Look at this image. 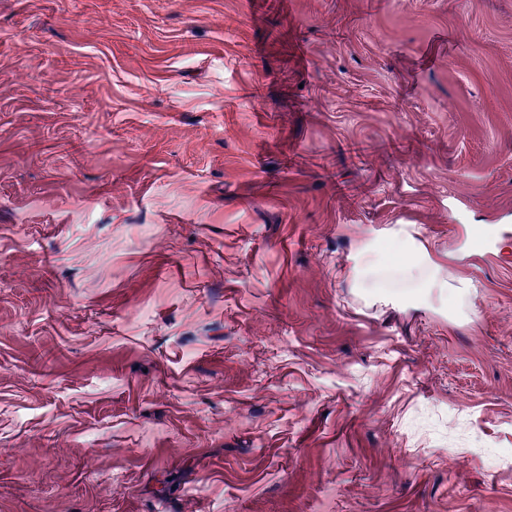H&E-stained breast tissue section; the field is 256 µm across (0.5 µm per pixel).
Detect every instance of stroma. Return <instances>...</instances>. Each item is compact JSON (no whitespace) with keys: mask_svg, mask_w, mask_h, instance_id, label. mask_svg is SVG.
<instances>
[{"mask_svg":"<svg viewBox=\"0 0 512 512\" xmlns=\"http://www.w3.org/2000/svg\"><path fill=\"white\" fill-rule=\"evenodd\" d=\"M497 224L512 0H0V512H512Z\"/></svg>","mask_w":512,"mask_h":512,"instance_id":"1","label":"stroma"}]
</instances>
